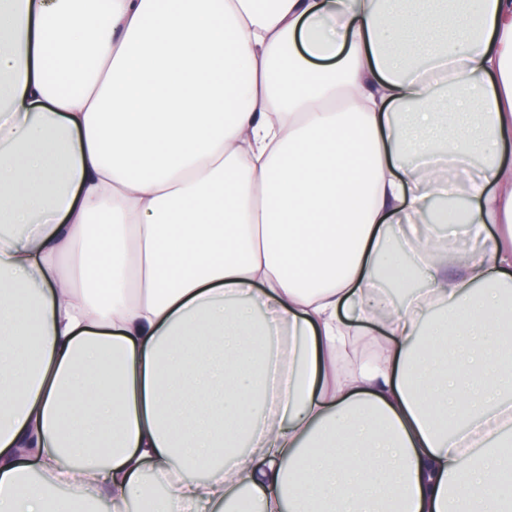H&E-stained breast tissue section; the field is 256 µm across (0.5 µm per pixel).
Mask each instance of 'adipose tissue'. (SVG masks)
<instances>
[{"mask_svg":"<svg viewBox=\"0 0 512 512\" xmlns=\"http://www.w3.org/2000/svg\"><path fill=\"white\" fill-rule=\"evenodd\" d=\"M409 2L0 0V512H512V0ZM440 233L445 236L454 245L457 251L467 254H480L485 259L490 258V250L487 243L484 246L475 244L470 237L468 227L465 224H448V226L441 227Z\"/></svg>","mask_w":512,"mask_h":512,"instance_id":"ef3b65f1","label":"adipose tissue"}]
</instances>
